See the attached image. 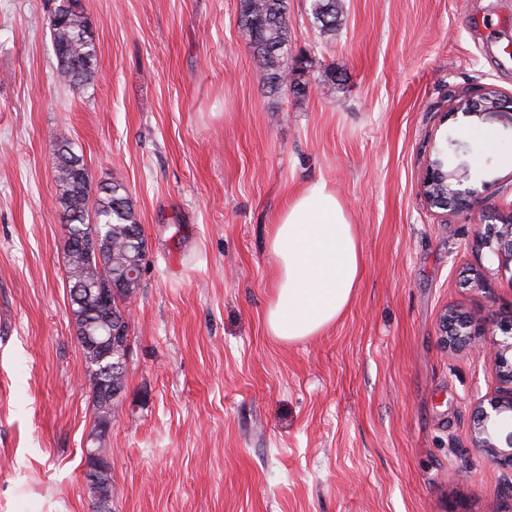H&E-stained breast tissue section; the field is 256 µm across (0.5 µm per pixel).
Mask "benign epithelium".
<instances>
[{"instance_id":"obj_1","label":"benign epithelium","mask_w":512,"mask_h":512,"mask_svg":"<svg viewBox=\"0 0 512 512\" xmlns=\"http://www.w3.org/2000/svg\"><path fill=\"white\" fill-rule=\"evenodd\" d=\"M426 203L437 209L469 215L480 199L481 191L471 183L468 170L448 168V150H434L429 157L421 183ZM496 223L487 224L477 240L479 249L487 250L497 262V270L512 272V211L494 217ZM500 337H492L488 355L493 361L502 389L482 398L472 414V439L488 459L499 466L512 469V311L497 323ZM442 341L446 348L466 347L475 337L484 335L480 320L447 310L442 317ZM126 327L115 320L108 337L100 339L91 334H80L76 339L81 346L107 347V342L124 338ZM126 357H119L100 370L101 395L106 401L120 396L121 391L112 389V371L125 366ZM85 472L111 467V462L98 456L95 449H83Z\"/></svg>"}]
</instances>
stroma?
I'll use <instances>...</instances> for the list:
<instances>
[{"instance_id": "1", "label": "stroma", "mask_w": 512, "mask_h": 512, "mask_svg": "<svg viewBox=\"0 0 512 512\" xmlns=\"http://www.w3.org/2000/svg\"><path fill=\"white\" fill-rule=\"evenodd\" d=\"M81 3L98 75L76 89L57 78L58 0H0V512H92L63 139L93 186H125L147 243L106 441L112 512H512V472L470 431L499 380L439 338L447 309L489 325L512 309V274L475 245L482 209L512 211V0H343L332 38L311 0H288L306 91L275 98L239 0ZM490 88L504 106L458 113ZM448 138L468 147L449 166L485 188L468 217L422 195ZM319 182L356 226L361 277L335 324L282 341L267 231Z\"/></svg>"}]
</instances>
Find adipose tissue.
I'll return each instance as SVG.
<instances>
[{
  "label": "adipose tissue",
  "instance_id": "adipose-tissue-1",
  "mask_svg": "<svg viewBox=\"0 0 512 512\" xmlns=\"http://www.w3.org/2000/svg\"><path fill=\"white\" fill-rule=\"evenodd\" d=\"M276 280L265 314L268 333L286 341L317 335L351 303L360 280L354 224L327 184L287 201L268 229Z\"/></svg>",
  "mask_w": 512,
  "mask_h": 512
}]
</instances>
